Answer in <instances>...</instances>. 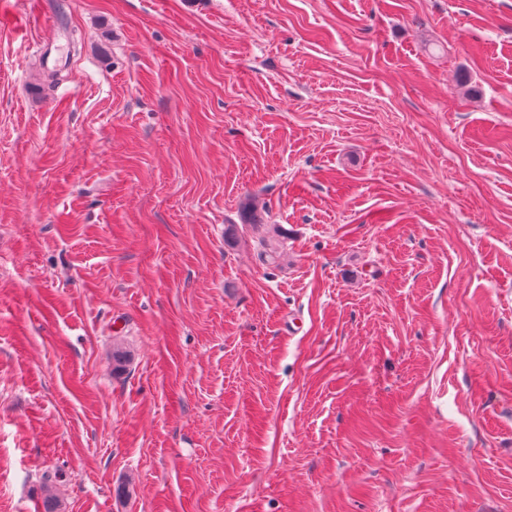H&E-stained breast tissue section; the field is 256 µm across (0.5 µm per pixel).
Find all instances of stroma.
I'll return each instance as SVG.
<instances>
[{
	"label": "stroma",
	"instance_id": "obj_1",
	"mask_svg": "<svg viewBox=\"0 0 512 512\" xmlns=\"http://www.w3.org/2000/svg\"><path fill=\"white\" fill-rule=\"evenodd\" d=\"M49 494L512 512V0H0V512Z\"/></svg>",
	"mask_w": 512,
	"mask_h": 512
}]
</instances>
